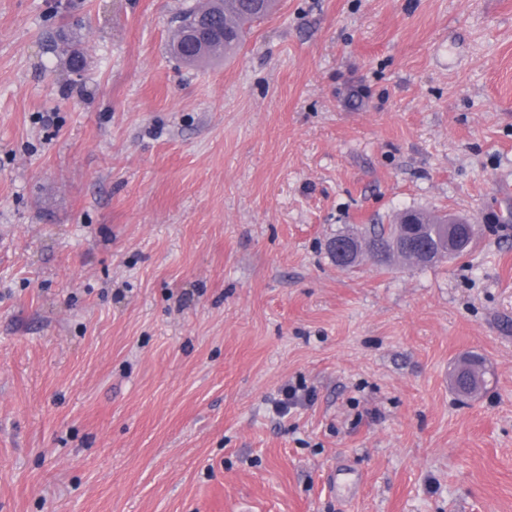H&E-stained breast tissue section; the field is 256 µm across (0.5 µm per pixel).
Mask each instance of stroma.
<instances>
[{"label":"stroma","instance_id":"stroma-1","mask_svg":"<svg viewBox=\"0 0 512 512\" xmlns=\"http://www.w3.org/2000/svg\"><path fill=\"white\" fill-rule=\"evenodd\" d=\"M206 2L0 0V512H512V0H278L192 68ZM405 209L474 247L336 267ZM341 235L343 234L336 235V237H334L335 239L330 242L328 252L337 267L349 269L351 265L356 263L360 254L362 253V257L364 253L360 252L358 256L351 257L345 241L346 238ZM348 257H350L349 261Z\"/></svg>","mask_w":512,"mask_h":512}]
</instances>
